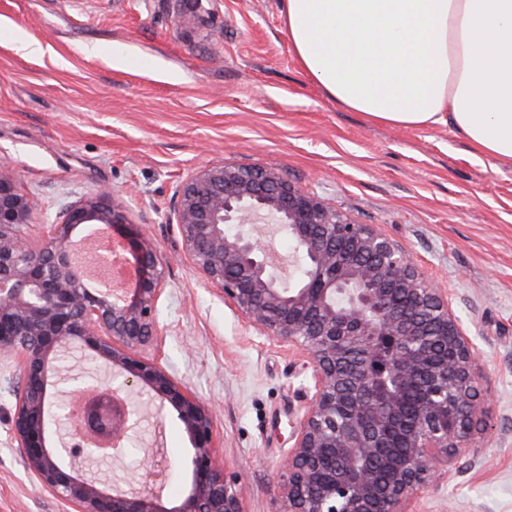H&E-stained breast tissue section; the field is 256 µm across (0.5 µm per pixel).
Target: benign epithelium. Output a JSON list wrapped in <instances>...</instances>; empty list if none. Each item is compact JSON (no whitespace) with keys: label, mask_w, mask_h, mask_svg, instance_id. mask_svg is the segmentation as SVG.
<instances>
[{"label":"benign epithelium","mask_w":512,"mask_h":512,"mask_svg":"<svg viewBox=\"0 0 512 512\" xmlns=\"http://www.w3.org/2000/svg\"><path fill=\"white\" fill-rule=\"evenodd\" d=\"M37 200L0 166V360L16 365L11 435L34 482L72 512H243L238 475L218 459L211 408L162 362L142 354L164 332V273L157 249L107 188L67 204L28 234ZM269 218L292 246L285 280L251 231ZM183 252L246 327L306 358L311 386L278 471L277 512H412L437 465L472 452L486 413L483 364L448 297L391 238L354 224L276 164L215 160L177 189L173 220ZM93 225L120 245L133 287L96 290L75 247ZM106 376H64L78 353ZM67 384L56 398L49 386ZM150 401L171 408L191 453L179 503L75 470L124 453ZM63 447L50 445L51 422Z\"/></svg>","instance_id":"7a95c632"}]
</instances>
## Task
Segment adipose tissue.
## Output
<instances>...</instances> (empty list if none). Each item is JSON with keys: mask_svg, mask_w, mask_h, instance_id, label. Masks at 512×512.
Here are the masks:
<instances>
[{"mask_svg": "<svg viewBox=\"0 0 512 512\" xmlns=\"http://www.w3.org/2000/svg\"><path fill=\"white\" fill-rule=\"evenodd\" d=\"M292 53L375 124L452 127L512 166V0H284Z\"/></svg>", "mask_w": 512, "mask_h": 512, "instance_id": "1", "label": "adipose tissue"}]
</instances>
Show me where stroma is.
Instances as JSON below:
<instances>
[{
    "label": "stroma",
    "instance_id": "35a3bbf8",
    "mask_svg": "<svg viewBox=\"0 0 512 512\" xmlns=\"http://www.w3.org/2000/svg\"><path fill=\"white\" fill-rule=\"evenodd\" d=\"M215 159L276 161L449 293L484 365L479 458L450 464L412 509L512 512V167L450 127L374 125L331 99L293 57L282 0H0V163L40 200L33 223L106 185L143 225L165 272L163 363L211 406L243 512H277L309 375L225 305L169 222L177 186ZM15 375L0 363V512H69L11 437ZM159 431L156 466L190 454L174 412Z\"/></svg>",
    "mask_w": 512,
    "mask_h": 512
}]
</instances>
